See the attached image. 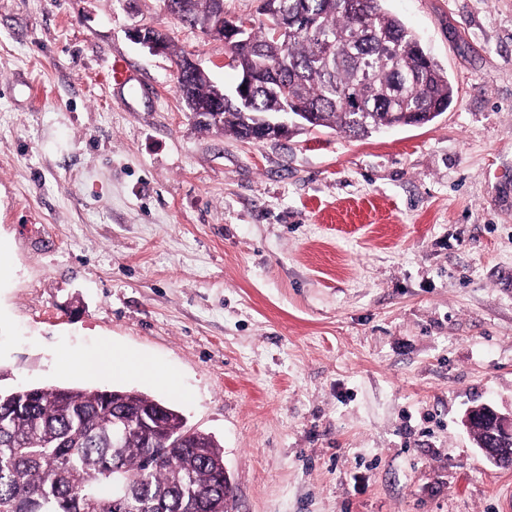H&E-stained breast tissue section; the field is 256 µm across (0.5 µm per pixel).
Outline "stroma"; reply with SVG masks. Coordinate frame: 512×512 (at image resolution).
<instances>
[{
    "instance_id": "obj_1",
    "label": "stroma",
    "mask_w": 512,
    "mask_h": 512,
    "mask_svg": "<svg viewBox=\"0 0 512 512\" xmlns=\"http://www.w3.org/2000/svg\"><path fill=\"white\" fill-rule=\"evenodd\" d=\"M455 90L434 121L200 127L163 0H0V389L124 388L224 451L229 512H512L462 418L512 411V0H384ZM154 376L70 372L109 350ZM129 37L135 44L147 49L153 55H164L166 52V55L176 57L177 67L182 66L187 56H190L182 50L178 51L172 41L168 40L165 32L148 23L134 25L130 28Z\"/></svg>"
}]
</instances>
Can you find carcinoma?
<instances>
[{"label":"carcinoma","instance_id":"1","mask_svg":"<svg viewBox=\"0 0 512 512\" xmlns=\"http://www.w3.org/2000/svg\"><path fill=\"white\" fill-rule=\"evenodd\" d=\"M175 16L201 31L215 24L217 0H165ZM263 0L251 30L254 53L231 63L254 70L266 58L242 109L224 100L210 73L177 76L190 113L224 106L206 128L245 139L263 134L265 120L286 110L308 126L364 138L389 127L418 126L448 109L454 88L447 71L381 0ZM298 18L288 43L274 39L272 9ZM333 44L325 55L323 47ZM161 413L150 444L136 430L112 437V417ZM232 485L224 453L209 435L190 431L170 406L141 393L29 386L0 394V512H224Z\"/></svg>","mask_w":512,"mask_h":512}]
</instances>
